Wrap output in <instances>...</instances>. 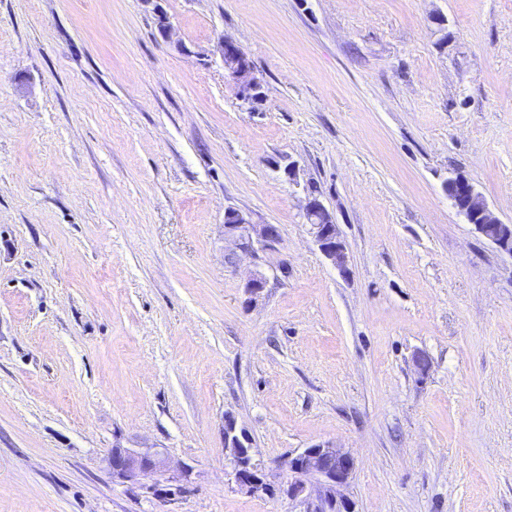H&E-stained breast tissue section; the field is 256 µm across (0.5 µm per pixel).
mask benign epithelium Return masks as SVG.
I'll return each instance as SVG.
<instances>
[{
    "label": "benign epithelium",
    "instance_id": "obj_1",
    "mask_svg": "<svg viewBox=\"0 0 512 512\" xmlns=\"http://www.w3.org/2000/svg\"><path fill=\"white\" fill-rule=\"evenodd\" d=\"M219 51L224 60V71L235 82L241 100H254L258 96L259 83L245 54L226 39L220 42ZM444 190L448 191L451 206L465 218H470L472 209H479L484 223L474 225L475 231L512 254V225L502 223L467 178L457 175L448 179ZM304 217L321 253L342 274H348L346 245L335 219L313 190L307 192ZM224 236L232 239L237 252L251 256L274 247L279 241L276 225L252 224L235 209L225 211ZM224 451L230 468L228 475L237 488L247 494L285 496L299 503L302 512H355L353 501L341 493L352 477L354 461L349 454L330 444L304 448L281 461V467L290 476L285 486L269 479L256 459L251 438L237 427L235 418L229 414L224 415ZM109 462L112 477L122 483H136L140 477L150 475L180 490L189 482L192 473V469L185 466L178 471L170 469L163 453L154 448L116 447L112 449Z\"/></svg>",
    "mask_w": 512,
    "mask_h": 512
}]
</instances>
